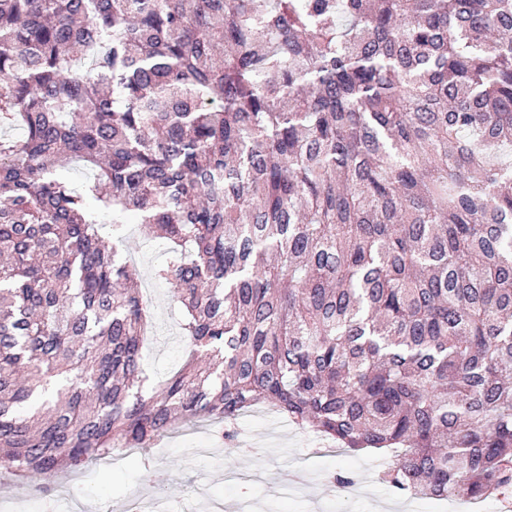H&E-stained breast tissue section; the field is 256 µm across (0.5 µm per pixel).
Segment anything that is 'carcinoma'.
Returning <instances> with one entry per match:
<instances>
[{
	"label": "carcinoma",
	"instance_id": "obj_1",
	"mask_svg": "<svg viewBox=\"0 0 512 512\" xmlns=\"http://www.w3.org/2000/svg\"><path fill=\"white\" fill-rule=\"evenodd\" d=\"M0 113L1 471L270 405L405 494L512 487V0H0ZM129 210L185 310L157 388Z\"/></svg>",
	"mask_w": 512,
	"mask_h": 512
}]
</instances>
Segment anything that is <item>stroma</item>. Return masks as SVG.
<instances>
[{
  "label": "stroma",
  "mask_w": 512,
  "mask_h": 512,
  "mask_svg": "<svg viewBox=\"0 0 512 512\" xmlns=\"http://www.w3.org/2000/svg\"><path fill=\"white\" fill-rule=\"evenodd\" d=\"M119 248L139 273L144 297L152 304L153 326L144 344V364L156 380H164L185 355L178 328L181 305L170 285L153 277L165 258V241L141 224L127 225ZM195 439L174 429L145 451L91 463L87 472L60 480L50 496L29 491L25 482L7 477L0 500L8 512H45L47 500H60L77 490L88 512H125L134 499L156 504L160 512H203L222 506L239 512H433L430 499L411 500L381 479L388 461L363 451L348 453L335 447H315L312 432L297 429L270 409L242 415L237 437H224L218 422L195 423ZM235 468L258 473L262 490L252 483L227 479ZM360 485L357 494L341 491L337 475Z\"/></svg>",
  "instance_id": "35a3bbf8"
}]
</instances>
